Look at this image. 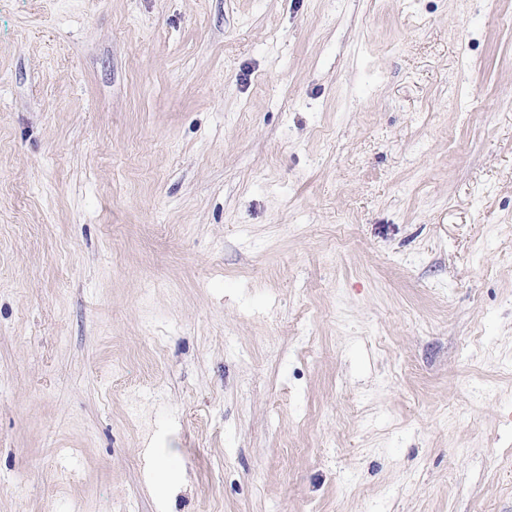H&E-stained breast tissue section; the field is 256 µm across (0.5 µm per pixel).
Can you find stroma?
<instances>
[{"mask_svg":"<svg viewBox=\"0 0 512 512\" xmlns=\"http://www.w3.org/2000/svg\"><path fill=\"white\" fill-rule=\"evenodd\" d=\"M0 512H512V0H0Z\"/></svg>","mask_w":512,"mask_h":512,"instance_id":"35a3bbf8","label":"stroma"}]
</instances>
